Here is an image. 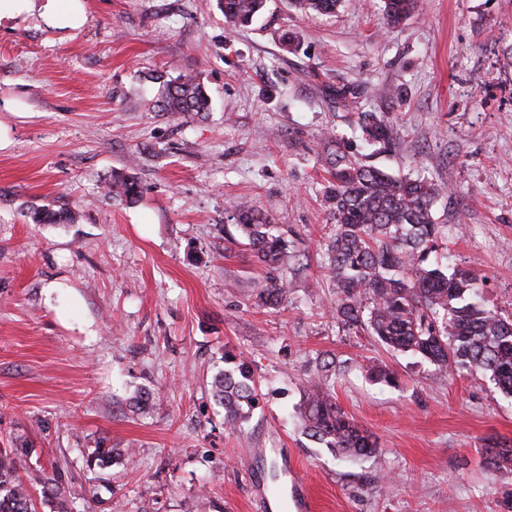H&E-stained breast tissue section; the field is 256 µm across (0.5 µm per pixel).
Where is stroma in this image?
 <instances>
[{"instance_id": "1", "label": "stroma", "mask_w": 512, "mask_h": 512, "mask_svg": "<svg viewBox=\"0 0 512 512\" xmlns=\"http://www.w3.org/2000/svg\"><path fill=\"white\" fill-rule=\"evenodd\" d=\"M383 8L268 0L231 28L219 0H87L70 36L32 18L0 31V449H24L37 512H252L254 485H291L294 469L311 512H512V481L482 457L512 444V398L486 376L437 383L332 312L321 145L330 131L368 164L446 185L449 267L484 276V306L512 314V0H417L392 27ZM191 71L210 112L153 111L155 76ZM360 112L396 121L394 148L365 145ZM118 176L136 202L112 195ZM243 201L288 242L287 305L253 303ZM39 206L66 221L35 223ZM228 353L259 393L239 433L212 395ZM326 354L377 457H336L299 427ZM372 362L396 385L368 378ZM98 447L132 459L90 464ZM46 477L60 498L41 497Z\"/></svg>"}]
</instances>
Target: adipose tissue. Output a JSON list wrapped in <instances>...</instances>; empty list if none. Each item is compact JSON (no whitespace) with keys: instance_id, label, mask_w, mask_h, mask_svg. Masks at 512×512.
I'll return each instance as SVG.
<instances>
[{"instance_id":"1","label":"adipose tissue","mask_w":512,"mask_h":512,"mask_svg":"<svg viewBox=\"0 0 512 512\" xmlns=\"http://www.w3.org/2000/svg\"><path fill=\"white\" fill-rule=\"evenodd\" d=\"M32 16L63 34L80 29L88 21L85 0H0V28L14 27Z\"/></svg>"}]
</instances>
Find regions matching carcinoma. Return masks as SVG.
<instances>
[{
    "label": "carcinoma",
    "mask_w": 512,
    "mask_h": 512,
    "mask_svg": "<svg viewBox=\"0 0 512 512\" xmlns=\"http://www.w3.org/2000/svg\"><path fill=\"white\" fill-rule=\"evenodd\" d=\"M266 0H220L225 23L249 25ZM340 0H291L302 13L331 14ZM415 0H384V23L408 18ZM158 111L174 119L201 116L209 97L200 79L180 73L159 75ZM366 144L389 147L398 128L376 112L358 114ZM329 163L324 196L333 224L327 238V269L336 294V318L350 329H365L395 351L419 355L436 367L443 381L459 370L490 375L512 396V320L485 308L480 301L482 278L469 268L448 271L439 243L441 225L434 217L438 198L447 187L427 179L395 177L346 154L331 135L323 138ZM112 193L133 201L138 187L127 178L112 182ZM237 227L264 270L255 289L259 306L277 307L288 298L282 267L288 242L272 233L273 220L250 202L235 208ZM335 362L316 364L310 389L301 405L302 428L311 440L336 456L369 457L378 450L372 433L358 425L337 404L326 387ZM213 397L224 407V424L240 430L248 409L258 399L247 362L217 376ZM486 464L499 476L512 473V445L490 442ZM14 459L0 454V512H34L32 496L16 475Z\"/></svg>",
    "instance_id": "carcinoma-1"
}]
</instances>
